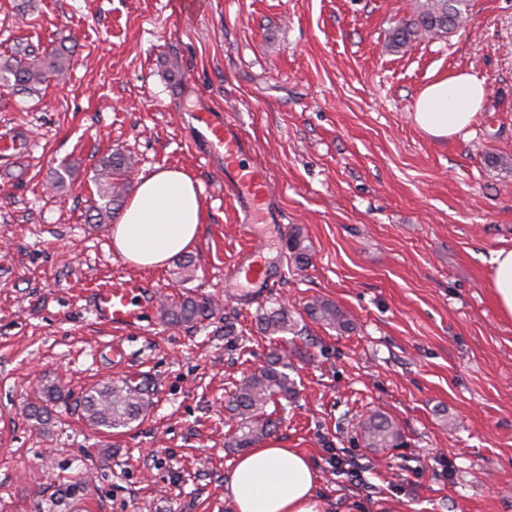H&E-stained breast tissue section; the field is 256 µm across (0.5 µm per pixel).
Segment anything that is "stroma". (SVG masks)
Here are the masks:
<instances>
[{
    "label": "stroma",
    "mask_w": 512,
    "mask_h": 512,
    "mask_svg": "<svg viewBox=\"0 0 512 512\" xmlns=\"http://www.w3.org/2000/svg\"><path fill=\"white\" fill-rule=\"evenodd\" d=\"M172 3L0 0L1 58L76 43L65 80L0 86V136L29 142L0 155V512H232L228 400L274 351L299 388L278 438L311 458L329 512H512V319L490 290L512 248V170L490 162L512 160V0H474L466 26L401 52L388 35L416 0H210L189 27ZM456 72L484 80L483 109L466 133L426 134L414 101ZM196 110L227 114L270 170L252 237L223 164L191 144ZM116 151L129 181L174 166L199 183L192 280L176 258L126 264L90 220L92 176ZM295 231L301 268L286 264ZM247 246L265 280L235 278ZM100 275L144 282L135 324L97 320L84 282ZM187 296L212 299L211 318L166 324L161 302ZM316 298L350 330L312 322ZM281 304L301 335L259 331ZM109 381L142 390L143 421L89 426L84 393ZM52 383L67 399L42 426L26 409ZM374 410L400 447L365 446Z\"/></svg>",
    "instance_id": "1"
}]
</instances>
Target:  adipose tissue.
Here are the masks:
<instances>
[{"label": "adipose tissue", "instance_id": "1", "mask_svg": "<svg viewBox=\"0 0 512 512\" xmlns=\"http://www.w3.org/2000/svg\"><path fill=\"white\" fill-rule=\"evenodd\" d=\"M486 96L476 76L463 72L427 85L417 96L416 124L435 137H452L474 121ZM197 182L179 169L140 176L136 189L112 227V245L137 268L164 265L195 244L204 222ZM312 461L280 440L263 442L236 463L224 496L233 512H327L317 492Z\"/></svg>", "mask_w": 512, "mask_h": 512}]
</instances>
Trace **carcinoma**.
<instances>
[{
	"label": "carcinoma",
	"mask_w": 512,
	"mask_h": 512,
	"mask_svg": "<svg viewBox=\"0 0 512 512\" xmlns=\"http://www.w3.org/2000/svg\"><path fill=\"white\" fill-rule=\"evenodd\" d=\"M470 0H418L412 18L398 23L390 32L388 46L394 50L408 47L420 39L448 33L459 28L469 17ZM70 38L61 39L58 46L42 55L18 43L13 54L0 63V82H11L14 86L34 90L55 76L62 77L69 69L71 48L66 45ZM132 166L131 157L114 153L102 161L94 178L100 204L96 214L90 216L97 224H110L122 207L125 192L124 176ZM289 259L296 266L309 262L308 246L300 233L288 239ZM213 313V303L208 298L187 297L174 303L161 305V316L171 325L193 323L204 320ZM311 320L328 328L345 332L351 319L336 304L315 299L306 307ZM260 330L274 336L296 333L295 323L284 305L270 308L258 316ZM288 367L286 357L274 353L267 365L245 377L236 386L229 402V410L236 422L233 433L227 438L225 447L237 450L254 448L276 432L280 419L276 417L278 406L291 401L296 395L295 381L284 369ZM45 403L32 404L28 414L36 421L46 424L51 419L48 404L61 399V390L56 385L43 389ZM273 410H267L268 406ZM84 418L93 427L107 430L129 426L142 418L148 410V402L141 393L126 385L112 382L90 387L83 397ZM360 428L369 448H398L402 444L401 430L391 417L381 411L370 412L360 423Z\"/></svg>",
	"instance_id": "1"
}]
</instances>
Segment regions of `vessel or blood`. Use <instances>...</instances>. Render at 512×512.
Segmentation results:
<instances>
[{
  "label": "vessel or blood",
  "mask_w": 512,
  "mask_h": 512,
  "mask_svg": "<svg viewBox=\"0 0 512 512\" xmlns=\"http://www.w3.org/2000/svg\"><path fill=\"white\" fill-rule=\"evenodd\" d=\"M191 122L197 133V141L203 145L206 154L223 157L226 163V187L236 192L245 212L260 210L267 201L270 172L255 164L237 166V159L247 154L249 146L236 124L209 112L192 113ZM89 286L94 313L100 322L127 326L142 315V308L133 304L140 291L139 286L117 288L108 277L95 278Z\"/></svg>",
  "instance_id": "1"
}]
</instances>
